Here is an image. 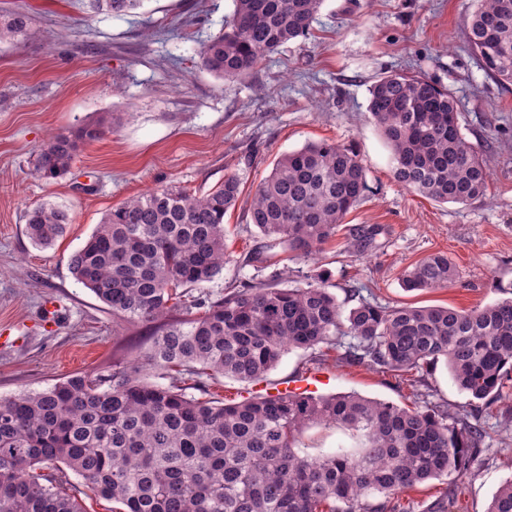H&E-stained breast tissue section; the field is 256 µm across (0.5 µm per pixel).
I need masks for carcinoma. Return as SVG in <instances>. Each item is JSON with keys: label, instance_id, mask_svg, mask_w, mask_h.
Masks as SVG:
<instances>
[{"label": "carcinoma", "instance_id": "1", "mask_svg": "<svg viewBox=\"0 0 512 512\" xmlns=\"http://www.w3.org/2000/svg\"><path fill=\"white\" fill-rule=\"evenodd\" d=\"M324 0H234L224 31L196 50L222 80L252 73L260 59L308 33ZM123 15L144 0H88ZM27 17L0 18V43L25 33ZM467 46L487 76L512 84V0H477ZM368 112L393 155V177L441 203L485 195L486 160L464 138L452 92L418 75L391 73L369 89ZM101 121L50 136L34 171L65 175L81 147L104 137ZM367 190L352 150L312 142L284 154L254 193L249 223L306 258L320 252ZM240 183L191 195L154 189L109 211L70 258L74 278L118 325H143L148 352L112 372L73 375L52 387L0 398V512H83V489L123 512H410L403 495L468 473L487 431L448 422V409L412 408L355 393L260 395L226 402L210 391L221 376L260 382L293 349L334 351L386 372L422 371L444 360L471 400L491 402L512 379V299L471 310L383 307L362 301L343 315L318 275L303 287L260 283L213 300L188 289L229 260L225 214ZM68 212L41 204L26 234L49 247ZM457 277L442 253L402 274L408 290L446 288ZM162 371L169 384L149 379ZM313 424H336L352 444L318 455L298 447ZM82 480L78 486L70 475ZM487 512H512V479Z\"/></svg>", "mask_w": 512, "mask_h": 512}]
</instances>
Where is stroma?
Instances as JSON below:
<instances>
[{
	"label": "stroma",
	"mask_w": 512,
	"mask_h": 512,
	"mask_svg": "<svg viewBox=\"0 0 512 512\" xmlns=\"http://www.w3.org/2000/svg\"><path fill=\"white\" fill-rule=\"evenodd\" d=\"M473 8L474 0H325L309 35L228 81L204 70L194 48L220 32L233 0H146L121 16L87 13L83 0H0V14L28 17L26 33L0 45V398L75 373L105 374L113 360L147 350L143 329L116 328L69 261L106 213L152 189L198 194L227 176L239 179V201L224 218L229 260L198 288L215 298L246 282L292 288L319 274L346 311L363 300L469 310L512 296V85L487 77L468 50ZM392 72L453 92L461 133L488 163L485 197L439 203L395 181L390 149L367 111L371 84ZM100 119L110 133L85 145L67 174L35 175L37 153L53 133ZM323 140L359 155L368 189L321 253L292 258L267 246L247 210L282 154ZM40 204L70 216L48 248L25 232L27 210ZM368 226L377 234L354 247L352 229ZM259 246L266 262H247ZM437 252L454 263L455 286L403 288V271ZM310 369L329 375L325 394L410 406L421 392L446 406L452 422L470 410L469 395L441 362L413 387L336 352L293 350L266 381ZM481 420L490 437L458 491L448 478L430 480L407 494L413 512L439 501L445 512H486L512 478V381Z\"/></svg>",
	"instance_id": "stroma-1"
}]
</instances>
